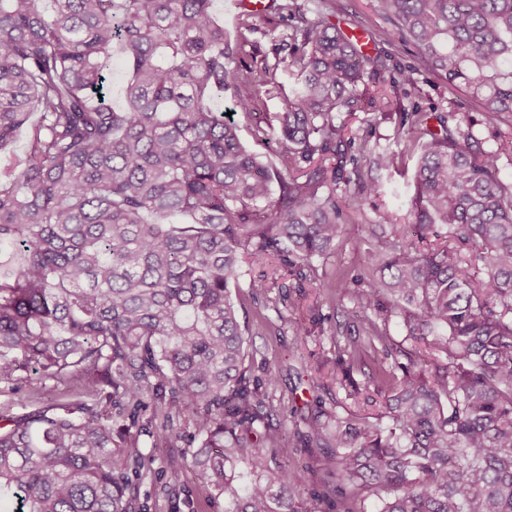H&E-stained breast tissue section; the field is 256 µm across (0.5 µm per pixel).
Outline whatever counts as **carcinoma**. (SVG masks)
Segmentation results:
<instances>
[{
    "label": "carcinoma",
    "instance_id": "cac0c4a2",
    "mask_svg": "<svg viewBox=\"0 0 512 512\" xmlns=\"http://www.w3.org/2000/svg\"><path fill=\"white\" fill-rule=\"evenodd\" d=\"M0 0V151L25 134L24 158L0 172V384L26 370L73 381L69 400H37L0 418V512H141L133 478L154 458L143 433L181 452L224 498V512H312L274 463L283 438L246 374V327L230 282L246 256L313 270L336 250V200L352 139L342 109L363 82L357 44L306 0H282L291 58L255 69L224 42L215 0ZM429 70L466 86L482 111L512 114V0H376ZM125 105L104 93L114 53ZM296 84L278 113L281 167L263 164L214 106L226 87ZM414 107L399 126L420 144L411 199L416 238L392 224L376 276L350 295L370 350L403 355L377 390L382 411L320 409L304 448L325 455L326 512H512V188L500 151L474 156L471 130ZM288 175H283V171ZM278 197H273V184ZM483 259L479 269L467 252ZM401 317L408 352L364 316ZM126 412L114 413L118 404ZM151 412L146 421L140 416ZM187 414L186 436L174 418ZM163 416L161 427L153 425Z\"/></svg>",
    "mask_w": 512,
    "mask_h": 512
}]
</instances>
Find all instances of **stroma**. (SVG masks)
<instances>
[{
    "mask_svg": "<svg viewBox=\"0 0 512 512\" xmlns=\"http://www.w3.org/2000/svg\"><path fill=\"white\" fill-rule=\"evenodd\" d=\"M375 5V0H311L306 13L310 20L317 12L326 13L343 32L362 31L368 43L365 69L390 97L389 113L374 111L367 104L365 86H358L349 120L356 160L346 164L345 176L350 190H357L362 182L370 184L372 190L364 195L358 209L347 210L335 253L315 261L311 280H301L294 273L285 277L281 286L255 297L249 283L258 277L261 268L248 261L242 267L238 288L232 291L239 300L240 322L248 328L252 342L246 361L250 375L262 380L268 372L276 374V383L269 390L270 423L288 444V452L280 462L295 470L297 490L303 496L321 484L328 467L321 454H308L302 445L305 418L320 408L345 416L362 407L339 385L342 373L337 365L339 348L361 335V322L351 315L354 304L350 298L331 296L321 282L344 276L351 288H365L367 254L389 250L381 240L369 236L368 225H408L413 221L410 200L416 155L405 154L402 165L392 171L378 169L374 163L378 153L403 150L407 143V131L398 127V111L417 107L433 113L429 122L433 130L439 127L437 114H448L449 126L472 128L474 138L469 149L476 155L496 148L503 136L512 133V114L488 118L479 100L465 86L449 84L444 74L424 69L415 48L400 41ZM215 6L229 40H236L242 20L252 24L245 56L248 64L259 67L284 57L281 36L288 29L287 18L275 13L250 16L229 8L228 0H216ZM276 80L281 85L280 92L260 94L256 116L237 109L236 89H225L217 100L218 108L230 113L237 123L242 144L259 153L266 164L278 163L282 143L273 129L265 142H257L256 120L273 118L282 111V98L290 94L293 83L285 72L278 73ZM362 408L371 412L375 406L369 403ZM137 445L141 454L154 459L151 471L136 482L137 497L146 512H224L223 499L210 496L193 468L177 472L166 468V451L155 447L152 437L140 436Z\"/></svg>",
    "mask_w": 512,
    "mask_h": 512,
    "instance_id": "stroma-1",
    "label": "stroma"
}]
</instances>
